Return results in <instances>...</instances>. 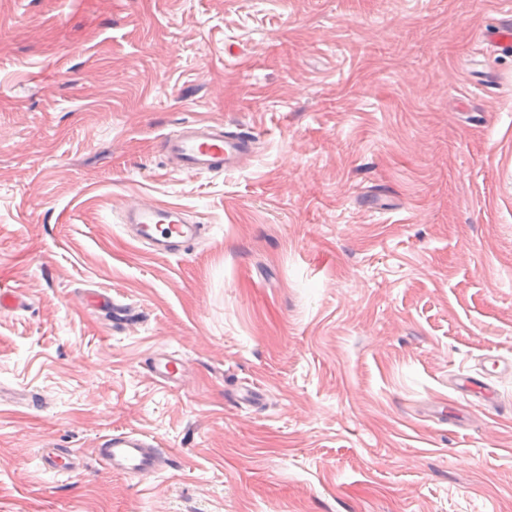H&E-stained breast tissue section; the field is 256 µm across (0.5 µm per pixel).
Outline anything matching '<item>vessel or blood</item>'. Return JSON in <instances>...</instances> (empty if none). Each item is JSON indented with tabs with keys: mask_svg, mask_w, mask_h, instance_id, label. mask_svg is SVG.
<instances>
[{
	"mask_svg": "<svg viewBox=\"0 0 512 512\" xmlns=\"http://www.w3.org/2000/svg\"><path fill=\"white\" fill-rule=\"evenodd\" d=\"M502 18L491 40L497 48L512 49V8L501 11ZM256 138L251 133L233 130L224 122L193 119L182 123L178 131L162 135L157 149L170 171L179 174H221L242 168L255 154ZM126 234L133 240L149 244L163 255L180 254L201 235V227L190 221L185 210L148 200L126 201L121 209ZM95 312L116 324L132 321L130 305L117 301L112 294L100 292L86 299ZM148 371L159 383L181 381L184 361L173 354L153 356ZM512 375V361L496 354L485 355L478 370H462L450 379V386L460 397L477 399L482 405L505 410L507 404L498 381ZM91 453L105 471L141 483L153 480L174 466L172 456L159 441L148 434L112 430L96 437ZM82 453L73 448H56L42 457L44 469L68 478L78 471Z\"/></svg>",
	"mask_w": 512,
	"mask_h": 512,
	"instance_id": "vessel-or-blood-1",
	"label": "vessel or blood"
}]
</instances>
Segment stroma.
Here are the masks:
<instances>
[{"mask_svg": "<svg viewBox=\"0 0 512 512\" xmlns=\"http://www.w3.org/2000/svg\"><path fill=\"white\" fill-rule=\"evenodd\" d=\"M500 6L0 0V289L29 301L0 313V512H512V416L448 386L512 359V54L475 51ZM201 117L252 160L166 169L159 136ZM130 198L206 233L153 255ZM101 291L139 319L77 305ZM111 429L173 469L102 471ZM148 371L157 382L169 385L183 379L186 367L184 361L175 354L161 353L149 360ZM82 452L73 448H53L42 456V466L56 476L70 478L79 470Z\"/></svg>", "mask_w": 512, "mask_h": 512, "instance_id": "1", "label": "stroma"}]
</instances>
